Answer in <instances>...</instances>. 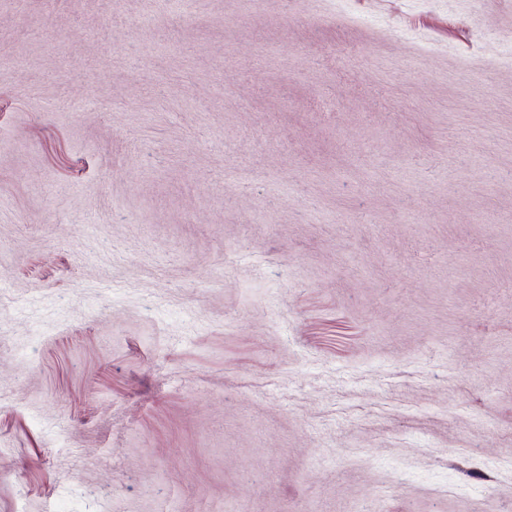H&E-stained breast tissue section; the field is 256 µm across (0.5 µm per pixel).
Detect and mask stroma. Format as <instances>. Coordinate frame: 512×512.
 Segmentation results:
<instances>
[{
	"instance_id": "obj_1",
	"label": "stroma",
	"mask_w": 512,
	"mask_h": 512,
	"mask_svg": "<svg viewBox=\"0 0 512 512\" xmlns=\"http://www.w3.org/2000/svg\"><path fill=\"white\" fill-rule=\"evenodd\" d=\"M0 0V512H512V0Z\"/></svg>"
}]
</instances>
